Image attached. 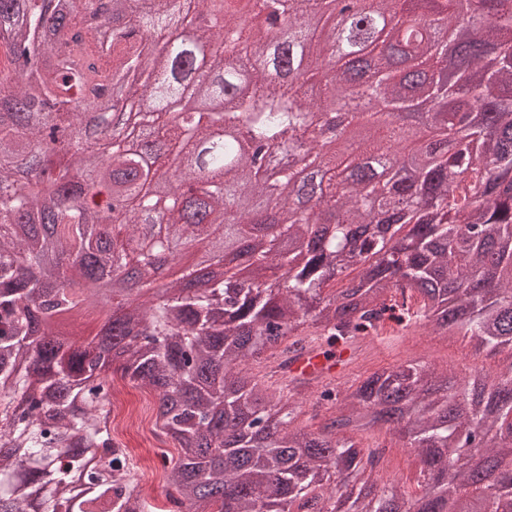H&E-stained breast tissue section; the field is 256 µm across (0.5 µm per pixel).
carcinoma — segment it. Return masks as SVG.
<instances>
[{
  "label": "carcinoma",
  "mask_w": 512,
  "mask_h": 512,
  "mask_svg": "<svg viewBox=\"0 0 512 512\" xmlns=\"http://www.w3.org/2000/svg\"><path fill=\"white\" fill-rule=\"evenodd\" d=\"M212 0H0V47L10 62L37 66L0 76V184L15 180L21 158L57 187L56 197L0 195V512H154L136 470L112 437L109 373L151 389L160 429L178 445L166 501L175 512H445L454 497L477 494L496 512L512 485L484 483L470 471L482 448L494 458L512 441V361L495 374L450 381L426 364H390L345 388L333 380L265 385L248 372L266 353L276 367L311 346L341 341L376 348L418 328L469 339L474 352L512 348V0H478L486 24L457 51L455 104L442 136L428 139L420 175L376 188L347 179L336 155L316 151L322 104L347 96L374 112L373 134L359 145L372 176L401 165L394 145L418 90L403 92L389 74L400 65L425 93L448 94L436 74L445 47L432 35H401L389 21L419 6L379 0L347 30L312 32L297 19L279 30L239 20L241 0H225L224 28L197 23ZM326 0H247L277 21L278 10L317 15ZM101 29L100 49L81 63L62 47L77 41V18ZM186 41L167 48L172 29ZM341 40L367 52L368 78L347 88L336 75L300 91L311 49ZM234 55L224 68V50ZM146 100L130 118L157 149L115 146L97 162V133L80 135L66 158L43 130L79 127L88 108H113V85ZM198 95L201 108L185 102ZM275 147L273 174L250 167L254 144ZM183 163L171 188L157 190L171 154ZM309 176H298L296 156ZM258 206L238 218L228 207ZM272 216L274 233L249 248L263 278L229 275L190 290L188 266L162 303L104 309L85 288L45 289L62 280L44 263L52 252L86 278L130 272L138 291L153 288L165 232L171 261L202 244L223 266L224 245L247 239ZM362 224L353 247L349 225ZM323 245L301 258L277 244L308 234ZM76 315L100 318L112 354L98 342L47 341L41 326ZM304 412L314 431L296 426ZM386 427L414 448L420 465L411 491L378 468L353 435Z\"/></svg>",
  "instance_id": "carcinoma-1"
}]
</instances>
